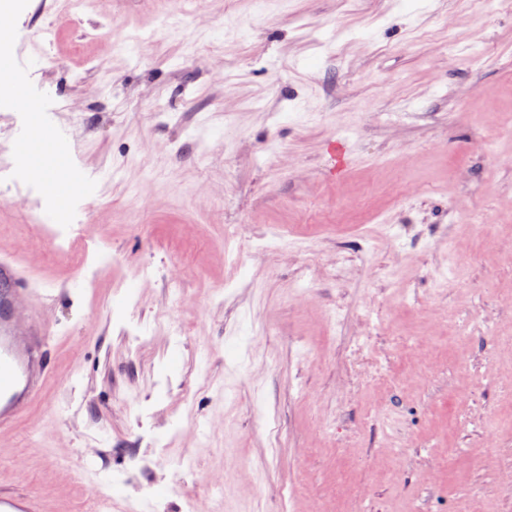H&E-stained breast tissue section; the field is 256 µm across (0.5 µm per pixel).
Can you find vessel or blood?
I'll use <instances>...</instances> for the list:
<instances>
[{
  "mask_svg": "<svg viewBox=\"0 0 512 512\" xmlns=\"http://www.w3.org/2000/svg\"><path fill=\"white\" fill-rule=\"evenodd\" d=\"M29 299L13 260L0 259V436L10 433L49 378V334L38 318L19 324ZM0 512H62L23 481L0 483Z\"/></svg>",
  "mask_w": 512,
  "mask_h": 512,
  "instance_id": "1",
  "label": "vessel or blood"
}]
</instances>
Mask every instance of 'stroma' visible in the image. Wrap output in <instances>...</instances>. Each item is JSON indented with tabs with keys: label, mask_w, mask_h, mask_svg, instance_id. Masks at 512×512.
Here are the masks:
<instances>
[{
	"label": "stroma",
	"mask_w": 512,
	"mask_h": 512,
	"mask_svg": "<svg viewBox=\"0 0 512 512\" xmlns=\"http://www.w3.org/2000/svg\"><path fill=\"white\" fill-rule=\"evenodd\" d=\"M12 28L0 257L52 379L0 479L67 512H512V0H15ZM15 72V70L12 72L0 70V80L5 81L0 82V102L12 104L18 108H26L28 103L26 82L22 76L10 80ZM35 171L44 180L51 194L58 197L61 201H66L69 198L73 183L69 181L66 172L56 173L54 170L45 172L39 168H36Z\"/></svg>",
	"instance_id": "stroma-1"
}]
</instances>
